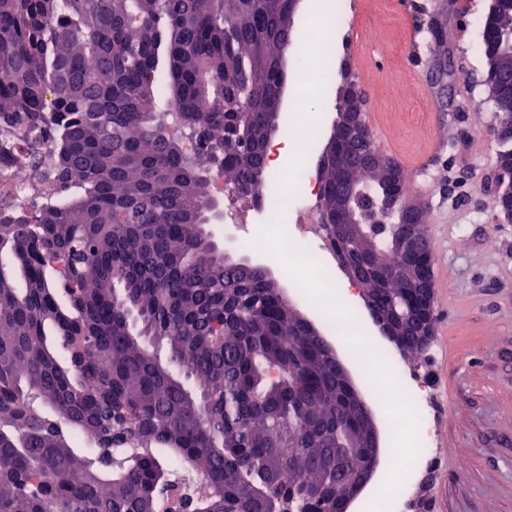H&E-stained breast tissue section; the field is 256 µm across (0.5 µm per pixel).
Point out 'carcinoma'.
Masks as SVG:
<instances>
[{
	"instance_id": "cac0c4a2",
	"label": "carcinoma",
	"mask_w": 512,
	"mask_h": 512,
	"mask_svg": "<svg viewBox=\"0 0 512 512\" xmlns=\"http://www.w3.org/2000/svg\"><path fill=\"white\" fill-rule=\"evenodd\" d=\"M293 17L292 0H0V131L57 188L0 213V512H159L192 474L187 512H335L343 476L321 461L367 436L346 380L277 280L204 228L211 162L244 197L269 179ZM485 21L509 167L512 0ZM391 163L323 153L319 201L337 250L336 212L385 217L349 258L386 304L408 287L384 279L403 220L426 232L422 207H391ZM394 331L426 349L417 322Z\"/></svg>"
}]
</instances>
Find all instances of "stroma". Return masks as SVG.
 <instances>
[{"mask_svg": "<svg viewBox=\"0 0 512 512\" xmlns=\"http://www.w3.org/2000/svg\"><path fill=\"white\" fill-rule=\"evenodd\" d=\"M412 2L416 12L409 15L398 0H363L351 17L353 35L337 36L332 53L336 67L351 65L367 91L368 127L378 149L402 167L406 196L427 209L434 268V335L422 355H404L380 336L361 300L350 316L366 326L395 367L386 368L385 383H378L364 360L349 358L346 343L338 345L371 403L398 387L400 407L425 403L435 428L436 459L430 468L410 471L402 503L388 498L382 477L358 512H416L420 497L429 500L430 512H512V223L494 221L485 191L498 121L481 50L490 0ZM440 6L454 73L451 112L442 111L439 91L429 85L437 62L430 18ZM336 98L332 82L311 104L302 148L315 171L336 121ZM218 203L220 214L206 227L214 245L234 258L271 265L292 305L322 323L323 307L301 294L286 273L293 225L266 229L256 209L240 222L232 216L237 201L222 196ZM415 374L430 386L426 399L409 383ZM378 416L386 473L396 459L419 457V435L394 432L386 410Z\"/></svg>", "mask_w": 512, "mask_h": 512, "instance_id": "35a3bbf8", "label": "stroma"}]
</instances>
